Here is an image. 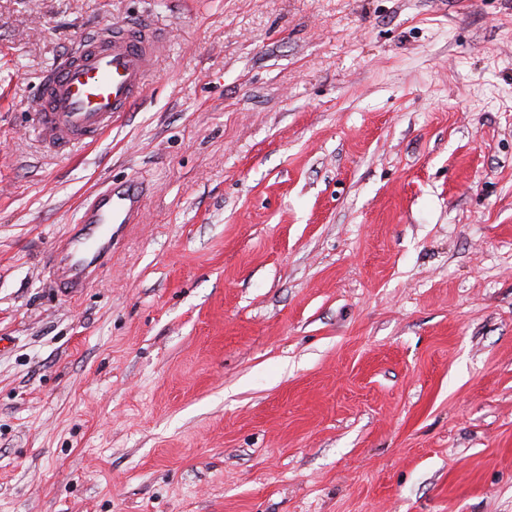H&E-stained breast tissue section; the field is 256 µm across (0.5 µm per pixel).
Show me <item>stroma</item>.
<instances>
[{"mask_svg": "<svg viewBox=\"0 0 512 512\" xmlns=\"http://www.w3.org/2000/svg\"><path fill=\"white\" fill-rule=\"evenodd\" d=\"M144 12L145 96L45 149L41 75ZM0 512H512V0H0ZM144 195L142 182L129 178L89 198L78 224L51 251V267L67 297H79L108 266L123 229L140 223Z\"/></svg>", "mask_w": 512, "mask_h": 512, "instance_id": "35a3bbf8", "label": "stroma"}]
</instances>
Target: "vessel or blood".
Wrapping results in <instances>:
<instances>
[{"instance_id": "b4317fda", "label": "vessel or blood", "mask_w": 512, "mask_h": 512, "mask_svg": "<svg viewBox=\"0 0 512 512\" xmlns=\"http://www.w3.org/2000/svg\"><path fill=\"white\" fill-rule=\"evenodd\" d=\"M166 42L165 28L147 16L117 20L82 37L43 74L31 104L42 144L61 154L110 131L144 93ZM144 195L142 182L130 178L89 198L73 230L51 251L67 297H79L108 266L124 228L139 223Z\"/></svg>"}]
</instances>
